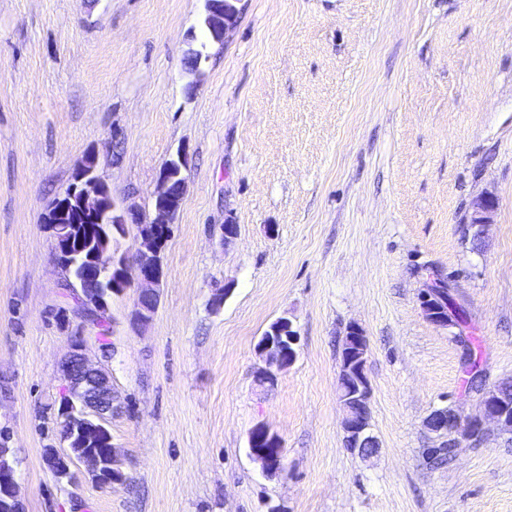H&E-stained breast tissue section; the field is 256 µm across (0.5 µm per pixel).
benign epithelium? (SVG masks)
<instances>
[{
    "instance_id": "7a95c632",
    "label": "benign epithelium",
    "mask_w": 512,
    "mask_h": 512,
    "mask_svg": "<svg viewBox=\"0 0 512 512\" xmlns=\"http://www.w3.org/2000/svg\"><path fill=\"white\" fill-rule=\"evenodd\" d=\"M238 0H205L200 26L209 38L191 51L193 59L189 70L200 72L201 66L210 57V47L221 45L237 23ZM187 166V155L180 151L163 166L153 192V216L141 220L132 217L137 224L140 243L134 247H123L119 241H109L104 236L101 246L89 259L90 271L87 282L99 289L94 297L81 299L82 308L98 315H105L110 308V298L106 292L124 294L134 289L136 301L129 315L133 326L147 324L157 310L162 281V247L171 234L173 218L180 208L186 191L183 169ZM77 178L52 199L46 208V224L52 238L56 259L64 271L70 268V252L76 244L72 225L110 224L121 236H126L127 216L117 202L108 207L103 201V188L107 185L99 173L97 154H88L76 169ZM497 200L491 195L479 197L472 207L469 224L478 236H483L486 228L493 223L497 210ZM422 308L426 317L439 326L454 327L455 312L448 302V278L436 276L430 280L422 294ZM298 333L293 323L286 317L276 319L275 335H264L256 345L264 366L257 375L265 382L277 380V373L287 368L297 357ZM342 349L351 359L341 360L338 375L337 396L343 411L341 425L345 433L347 447L356 451L362 459L376 455L377 450H369L376 441L371 423V384L366 366L369 344L363 329L357 324L348 326ZM65 381L66 393L62 399L63 422L60 436L65 449L55 451L46 460L59 480L74 483L78 473L75 467L82 465L87 474L100 487H110L124 480V472L119 468V451L110 446V457L95 453L76 454L72 445L78 438L90 433L110 434L112 420V378L109 373L85 357L82 344L74 342L69 355L60 366ZM479 416L462 423L459 415L446 406L434 409L427 419L428 429L442 442H450L456 449L461 442H480L484 425H495L502 434L512 435V420L502 411V398L498 389L491 387L480 399ZM259 465L263 475L276 477L285 471L284 454L269 455L260 451L250 455ZM0 505L7 512H23L22 502L17 494V473L6 459L0 460Z\"/></svg>"
}]
</instances>
